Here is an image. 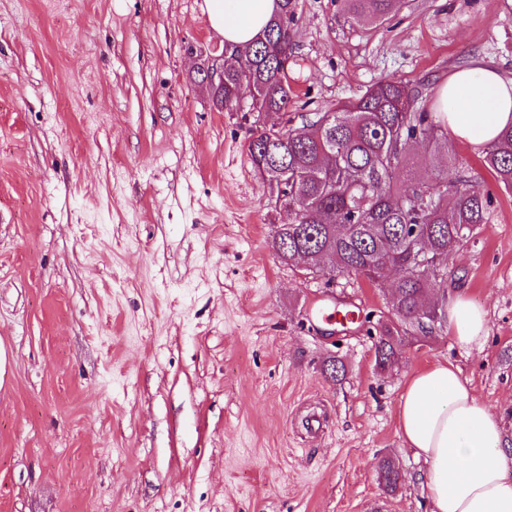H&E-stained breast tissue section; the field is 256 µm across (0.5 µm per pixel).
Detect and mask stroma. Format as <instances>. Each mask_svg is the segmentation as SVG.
Here are the masks:
<instances>
[{"label":"stroma","instance_id":"obj_1","mask_svg":"<svg viewBox=\"0 0 512 512\" xmlns=\"http://www.w3.org/2000/svg\"><path fill=\"white\" fill-rule=\"evenodd\" d=\"M202 2L0 0V512H430L408 374L457 364L512 434V190L454 141L497 200L448 259L486 339L411 326L379 370L391 292L276 257L254 118L198 73L224 50ZM291 37L295 129L383 79L512 76V0H399L367 25L296 0ZM323 304L360 320L327 334Z\"/></svg>","mask_w":512,"mask_h":512}]
</instances>
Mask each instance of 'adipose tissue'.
Segmentation results:
<instances>
[{
  "label": "adipose tissue",
  "mask_w": 512,
  "mask_h": 512,
  "mask_svg": "<svg viewBox=\"0 0 512 512\" xmlns=\"http://www.w3.org/2000/svg\"><path fill=\"white\" fill-rule=\"evenodd\" d=\"M276 0H203L211 28L225 44L258 39ZM439 119L457 139L492 144L512 125V78L484 65L454 73L437 92ZM448 331L463 348L484 338L486 312L465 294L448 299ZM405 446L427 465L422 479L431 512H512V435L474 394L461 369L444 360L412 373L399 395Z\"/></svg>",
  "instance_id": "obj_1"
}]
</instances>
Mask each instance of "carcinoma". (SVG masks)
<instances>
[{
    "label": "carcinoma",
    "instance_id": "cac0c4a2",
    "mask_svg": "<svg viewBox=\"0 0 512 512\" xmlns=\"http://www.w3.org/2000/svg\"><path fill=\"white\" fill-rule=\"evenodd\" d=\"M354 23H379L397 0H344ZM293 0H282L263 39L224 54V83L210 86L214 105L239 106L250 93L253 108L288 115L294 91L282 73L288 54ZM262 180L277 188L276 203L287 220L276 226L272 248L285 264L303 263L329 276L357 274L386 279L397 266L393 315L381 325L375 362L392 367L400 355V327L431 333L447 301L448 254L489 223L492 193L472 183L458 166L455 149L433 120L422 91L384 80L357 99L317 112L300 130L262 131L247 146ZM483 162L498 186L512 190V126L484 148ZM428 250V260L415 255ZM390 491L399 472L380 464Z\"/></svg>",
    "mask_w": 512,
    "mask_h": 512
}]
</instances>
